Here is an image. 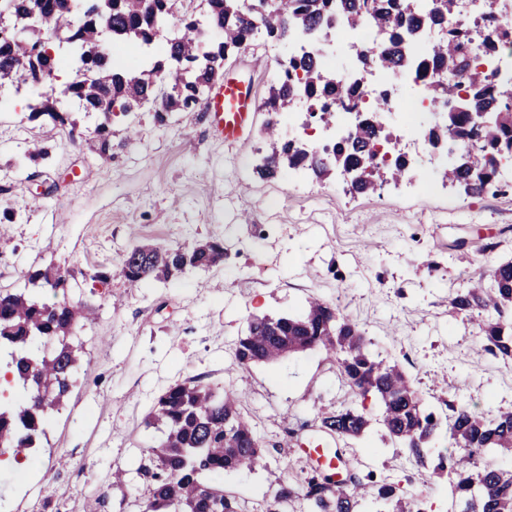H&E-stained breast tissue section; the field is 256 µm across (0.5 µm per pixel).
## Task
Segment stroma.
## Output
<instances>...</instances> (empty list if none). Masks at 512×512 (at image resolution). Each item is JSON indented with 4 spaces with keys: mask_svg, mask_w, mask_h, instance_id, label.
<instances>
[{
    "mask_svg": "<svg viewBox=\"0 0 512 512\" xmlns=\"http://www.w3.org/2000/svg\"><path fill=\"white\" fill-rule=\"evenodd\" d=\"M257 69L232 56L257 101L272 84L273 43ZM29 89L0 87V288L26 272H68L70 296L94 315L80 334L82 359L68 400L53 413L27 463L0 468L8 512H145L150 483L137 468L160 429L146 418L155 398L196 378L231 391L265 450L262 467L214 479L243 512H266L274 492L298 487L312 463L305 447L343 448L361 472L423 495L429 512H450L447 478L430 479L404 448L372 427L362 437L325 436L321 408L364 403L322 348L273 364L239 368L235 343L254 315H301L310 298L359 324L373 355L398 362L426 409L449 404L485 413L512 410V360L483 351L481 315L458 314L448 299L470 280L512 259V185L469 194L445 187L415 196L404 183L350 194L340 174L324 181L257 172L267 154L262 126L242 144L214 137L204 108L158 123L144 108L112 121V150L92 131L101 114L76 112V126L30 114ZM47 150L33 160V146ZM223 245L222 266L168 282L127 287L116 275L133 245ZM98 272L108 281L95 280Z\"/></svg>",
    "mask_w": 512,
    "mask_h": 512,
    "instance_id": "stroma-1",
    "label": "stroma"
}]
</instances>
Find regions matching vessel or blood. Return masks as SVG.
<instances>
[{
    "mask_svg": "<svg viewBox=\"0 0 512 512\" xmlns=\"http://www.w3.org/2000/svg\"><path fill=\"white\" fill-rule=\"evenodd\" d=\"M205 109L213 134L227 142L246 140L258 115L251 90L226 71L215 79Z\"/></svg>",
    "mask_w": 512,
    "mask_h": 512,
    "instance_id": "1",
    "label": "vessel or blood"
}]
</instances>
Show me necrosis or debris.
Returning a JSON list of instances; mask_svg holds the SVG:
<instances>
[{
  "label": "necrosis or debris",
  "instance_id": "1",
  "mask_svg": "<svg viewBox=\"0 0 512 512\" xmlns=\"http://www.w3.org/2000/svg\"><path fill=\"white\" fill-rule=\"evenodd\" d=\"M460 20L469 29L473 43H480L486 26L493 21L512 18V0H460ZM446 28L429 26L423 40L408 45L404 62L400 70L389 72L376 63H363L359 50L366 45H386L388 36L372 24H364L359 29H351L343 20L336 18L332 25L315 30L298 28L293 42L298 53L325 55L334 51L342 59L341 64L329 67V81L336 89L357 88V101H347L338 96L327 102V109L332 112L330 135L313 142V151L322 153L333 145L345 142L352 126L368 121L369 112L375 101L386 103V110L395 114L398 120L386 125L384 135L379 139V155L383 158L402 157L406 163L417 164L425 173L416 180L419 191L430 193L436 187L433 171L443 167H453L467 141L450 138L446 160H435L430 146L422 138L420 119L428 113L447 112V105L433 102L429 86L440 76V72L431 64L428 56L430 42L445 36ZM411 87L412 97L401 94L403 87Z\"/></svg>",
  "mask_w": 512,
  "mask_h": 512
}]
</instances>
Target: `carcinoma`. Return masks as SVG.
Masks as SVG:
<instances>
[{"label": "carcinoma", "mask_w": 512, "mask_h": 512, "mask_svg": "<svg viewBox=\"0 0 512 512\" xmlns=\"http://www.w3.org/2000/svg\"><path fill=\"white\" fill-rule=\"evenodd\" d=\"M0 4L10 5L13 19L37 12V28L30 31L27 42L0 40V85L35 82L33 72L40 60L34 47L53 39L49 47L56 55L55 67L45 81L51 82L63 64L75 70V78L59 92L39 95L28 108L35 117L46 115L72 126L75 121L63 102H75L86 113L100 108L103 121L96 125L93 139L102 155L111 147L114 111L125 115L153 98L160 100L161 122L172 112L194 111L202 88L220 73L223 61L249 40L259 23L267 36L282 41L291 39L298 27L313 29L337 11L352 27L370 20L378 29L389 31L404 22L417 31L423 24L414 0H277L270 16L252 11L245 0H207L206 19L222 28V39L211 46L209 55L200 57L197 19L180 10L182 0H94V14L82 20L70 14L67 0H0ZM456 10L457 0H442L431 21L445 24ZM169 20L181 23V34L166 43L148 69L129 71L102 48L101 32L108 27L112 43L138 45L148 51ZM511 46L512 27L505 25L489 31L480 49L497 54ZM360 54L387 70L399 68L404 58L396 40L384 53L373 46ZM429 56L448 74L433 85V99L458 100L463 92L467 97L464 111L446 113V125L429 130L431 143L445 141L449 133L469 136L474 113L497 114L494 123L482 129L479 147L467 150L454 168L442 174L446 182L468 186L469 193H482L493 185L499 156L512 151V83L489 90L487 75L474 66L467 38L454 29L430 47ZM290 73L298 81L288 76L273 84L265 108L284 112L302 91L311 105L331 119L332 114L320 105L333 94L324 63L309 54L294 56ZM380 126L382 113H371L370 121L353 128L349 144L332 148L322 160L311 156L303 143L280 137L276 124L269 121L265 131L272 138L271 152L265 158L264 172L271 175L284 166L304 165L317 178L326 179L338 168L357 165L364 149L378 137ZM405 175L401 159L379 161L363 169L351 189L366 194ZM222 264L224 247L211 241L190 247L136 244L123 255L118 272L129 286L139 287L151 280L170 281L189 269L207 270ZM489 277L488 283L481 279L457 291L450 307L456 313L483 314L484 349L512 358V261L496 265ZM70 288L67 274L46 269L27 273L22 290L0 289V371L9 375V395L0 398V456L10 448L18 461L37 447L52 412L68 397L80 363L78 335L89 319L85 306L68 300ZM315 347L333 351L338 374L355 394L371 393L381 404L377 418L355 405L318 411L316 419L324 434L357 439L377 424L390 440L406 448L409 459L425 467L430 441L443 425L448 450L438 455L431 476H448L452 506L460 507L458 512H512V470L498 461L512 458V410L487 415L464 404L450 405L442 419L424 410L417 388L399 364L375 357L359 325L330 303L312 299L297 317L251 318L246 334L238 340L235 360L240 367L273 363L291 352ZM149 419L164 430L158 444L146 449L149 464L143 472L152 483L146 512H241L224 489L204 483L209 474L252 469L264 460L259 438L232 397L190 378L164 390L154 401ZM347 476L350 482L338 487L332 485L326 470L304 477L310 512H360L367 486L376 484L374 474L349 471ZM377 501L382 503L378 512H427L416 500L402 502L395 488L384 481L378 485Z\"/></svg>", "instance_id": "carcinoma-1"}]
</instances>
